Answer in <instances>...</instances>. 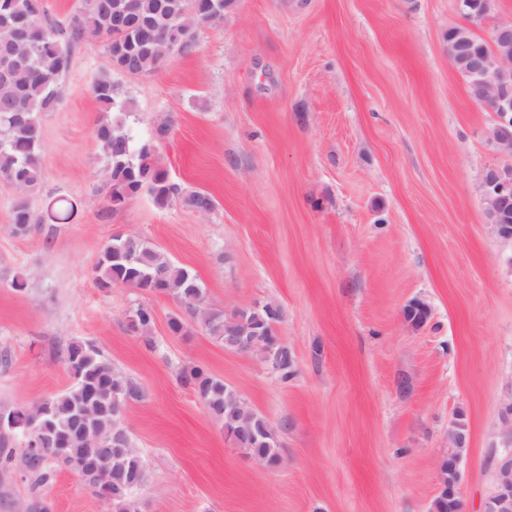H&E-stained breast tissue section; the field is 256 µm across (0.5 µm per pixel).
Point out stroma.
Segmentation results:
<instances>
[{"mask_svg":"<svg viewBox=\"0 0 512 512\" xmlns=\"http://www.w3.org/2000/svg\"><path fill=\"white\" fill-rule=\"evenodd\" d=\"M457 0H236L195 47L154 71L109 69L102 45L74 48L56 111L43 116V181L29 197L82 201L78 220L14 234L0 187V411L29 408L72 380L64 354L94 345L136 384L126 408L146 474L139 512H430L448 432L469 437L465 512H482L495 461L511 452L512 240L490 225L481 179L508 165L448 60ZM111 73L134 102L128 131L154 143L207 212L141 192L102 216L101 119L91 84ZM168 123L170 132L158 137ZM115 235L152 241L224 312L278 303L295 374L225 350L202 330L170 332L168 296L94 283ZM26 273L28 287L11 286ZM426 302L420 328L404 307ZM153 308L149 336L130 332ZM199 366L279 431L269 468L224 434L182 379ZM0 467V512H114L76 472L22 478L23 441Z\"/></svg>","mask_w":512,"mask_h":512,"instance_id":"stroma-1","label":"stroma"}]
</instances>
